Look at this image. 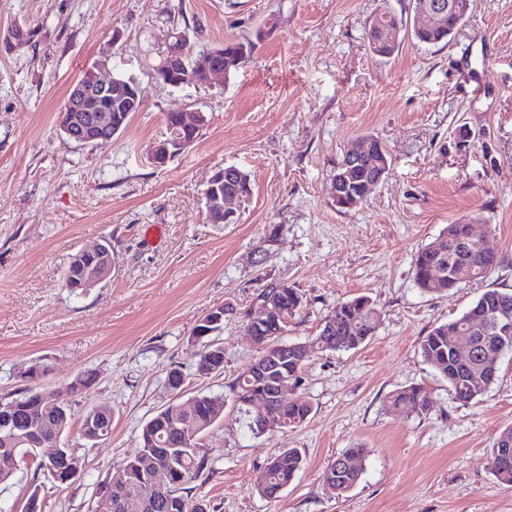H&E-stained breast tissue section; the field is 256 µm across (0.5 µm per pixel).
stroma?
<instances>
[{"label":"stroma","mask_w":512,"mask_h":512,"mask_svg":"<svg viewBox=\"0 0 512 512\" xmlns=\"http://www.w3.org/2000/svg\"><path fill=\"white\" fill-rule=\"evenodd\" d=\"M419 20L412 0H0V399L23 388L22 372L47 365L42 389L77 374L94 385L73 398L82 416L112 411V434L93 444L71 436L81 460L61 485L36 463L0 483V512H94L98 484L139 450L142 425L181 394L225 396L202 436L207 469L188 485L208 512H512V487L488 468L498 432L512 425V361L478 401L453 399L422 355L435 327L489 288L512 292V0H471L445 44L406 37L388 58L365 29L383 4ZM194 48L250 40L237 71L174 88L153 69L173 33ZM136 79L144 106L109 141L82 145L59 128L67 93L86 69ZM173 110L207 117L196 142L165 165L151 146ZM373 135L388 176L364 204L338 210L334 169ZM250 175L252 195L233 224L207 220L204 190L217 168ZM471 224L500 259L488 277L444 295L415 284L416 251L451 224ZM112 245V276L75 296L63 286L69 258ZM299 289L303 305L284 341L305 343L337 304L368 297L381 314L370 340L316 354L296 396L312 412L300 427L260 436L229 401L231 381L259 348L245 324L270 282ZM224 307V371L195 374L193 330ZM420 385L427 413L387 408L394 391ZM366 448L345 495L323 479L346 449ZM299 449L303 466L279 498L256 489L269 458Z\"/></svg>","instance_id":"1"}]
</instances>
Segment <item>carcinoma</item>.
I'll list each match as a JSON object with an SVG mask.
<instances>
[{
  "label": "carcinoma",
  "mask_w": 512,
  "mask_h": 512,
  "mask_svg": "<svg viewBox=\"0 0 512 512\" xmlns=\"http://www.w3.org/2000/svg\"><path fill=\"white\" fill-rule=\"evenodd\" d=\"M383 28H388L398 20H404L403 14L397 13L389 0L376 14ZM464 20L453 13L444 17L441 25L428 28L422 32H413L415 39L427 45L448 43V39L463 25ZM251 42L224 43V66L236 70L253 51ZM181 56L177 67L173 69H155L156 78L164 83H179L183 76L195 72L208 62L211 49L202 48L191 51L187 46L186 36L180 34L173 37L169 47L163 50L160 62L167 61L170 52ZM389 159L386 147L378 140L371 143L370 151L358 160L351 172V183L335 199L340 210L351 208L353 197H362L366 185L377 176L382 163ZM466 233V225L450 224L445 233L435 241L421 247L413 260L414 281L418 288L431 294L446 293L462 283L486 278L499 264L497 256L485 257L478 251L461 250L460 241ZM441 254L444 272L438 278L431 271L429 254ZM260 295L276 296L277 301L286 310L287 317H293L302 307L303 295L295 288H285L275 292V284L270 283L260 291ZM512 311V292L498 289L484 291L473 305L454 320L434 327L421 343L424 360L448 382L455 399L462 403H470L481 397L494 383L492 371L498 370L500 360L512 356V336L498 342L489 324H471V312L482 308L494 314L502 306ZM380 313L366 297L360 296L336 306L331 315L324 320L322 329L315 338L306 343L309 353L302 358L293 352L295 345H288V359L282 361L275 372L276 378H285L296 383L300 382V374L306 362L317 352L348 351L356 349L370 339L378 328ZM459 329L473 337L475 350L466 361L458 360L448 348V333ZM210 334L197 338L201 345L199 361L213 362L212 371H224V346L217 342L215 336L224 330V322L206 327ZM90 374H79L69 383L65 397H76L83 394L93 384ZM36 389L27 386L16 397V400L28 405L22 428L35 431L42 428L46 421L56 420L59 424L57 434H48V438L62 439L70 432L73 425H78L81 438L99 443L106 439L112 431V419L92 409L74 420L71 404L66 402L58 407H41L34 401ZM230 392L238 410L245 416L248 431L257 426V412L250 409L249 402L258 392L248 371H242L230 385ZM388 404L395 410L408 409L409 412L424 413L430 407L427 391L421 386H412L389 395ZM224 406V397L214 394L198 395L182 410L180 404L174 403L157 413L141 428L139 434L140 450L126 459L116 470L118 478L112 483V499L104 503L96 512H197L195 502L184 495L186 485L198 476L207 466V455L201 443V437L215 422L214 408ZM311 413L308 401L297 398L287 402L271 405L270 414L278 417L284 429L302 425ZM512 441V426L502 429L497 435L490 453V470L494 478L501 484L512 486V464L500 467L496 463L499 445ZM167 448L176 458L170 471L167 485L159 488L149 480L150 469L157 463L153 449ZM351 465L341 471L331 466L324 472V480L331 490L343 495L349 492L360 480L363 473L362 461L365 449L349 448L342 453ZM303 458L296 448H281L264 467L258 492L269 498L280 497L301 469Z\"/></svg>",
  "instance_id": "cac0c4a2"
}]
</instances>
